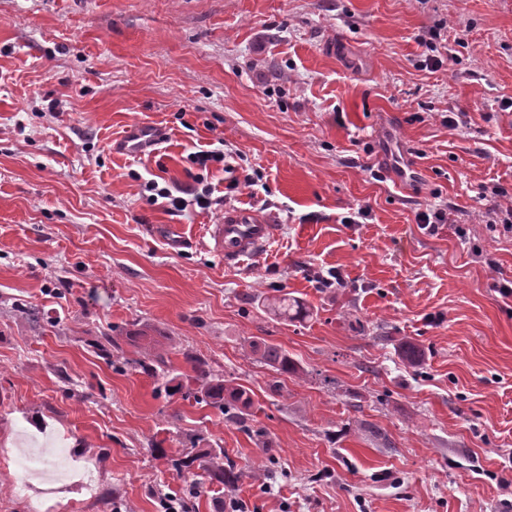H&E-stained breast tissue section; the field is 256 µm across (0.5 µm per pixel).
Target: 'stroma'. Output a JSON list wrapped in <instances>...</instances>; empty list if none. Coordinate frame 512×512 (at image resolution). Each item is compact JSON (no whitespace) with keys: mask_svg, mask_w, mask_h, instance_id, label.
Wrapping results in <instances>:
<instances>
[{"mask_svg":"<svg viewBox=\"0 0 512 512\" xmlns=\"http://www.w3.org/2000/svg\"><path fill=\"white\" fill-rule=\"evenodd\" d=\"M137 123L154 154L119 150ZM387 146L417 180L395 183ZM217 147L250 182L193 162ZM151 180L212 205L170 209ZM493 202L512 203V0H0V512H163L196 450L240 477L197 472L195 512H512ZM232 209L275 227L238 266L205 234ZM197 360L247 388L242 419L166 392ZM249 347L251 352L257 355L261 362L270 366L275 371L281 374H293L296 372L295 361L280 347L265 342L258 343L257 341L249 342Z\"/></svg>","mask_w":512,"mask_h":512,"instance_id":"1","label":"stroma"}]
</instances>
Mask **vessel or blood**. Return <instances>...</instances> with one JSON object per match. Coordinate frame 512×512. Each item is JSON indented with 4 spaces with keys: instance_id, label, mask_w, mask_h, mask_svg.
<instances>
[{
    "instance_id": "b4317fda",
    "label": "vessel or blood",
    "mask_w": 512,
    "mask_h": 512,
    "mask_svg": "<svg viewBox=\"0 0 512 512\" xmlns=\"http://www.w3.org/2000/svg\"><path fill=\"white\" fill-rule=\"evenodd\" d=\"M161 134L150 125L132 127L122 146L134 155L154 152ZM273 225L258 221L251 212L237 210L228 213L223 222L208 227L210 242L214 252L223 255L225 264L239 263L265 248L274 236Z\"/></svg>"
}]
</instances>
